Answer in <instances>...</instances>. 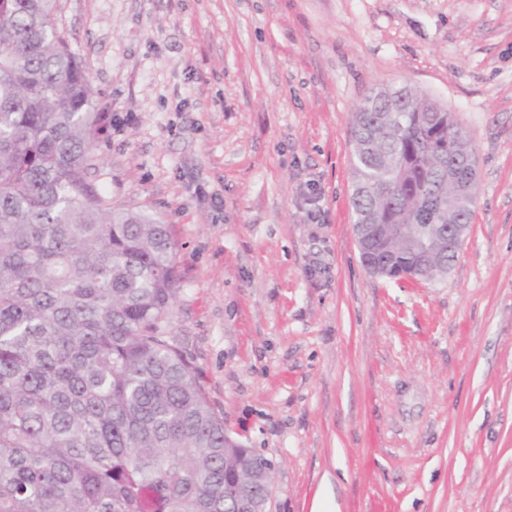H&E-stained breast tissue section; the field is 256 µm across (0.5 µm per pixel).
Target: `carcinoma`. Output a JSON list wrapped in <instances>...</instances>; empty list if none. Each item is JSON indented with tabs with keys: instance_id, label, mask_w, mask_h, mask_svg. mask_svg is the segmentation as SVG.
<instances>
[{
	"instance_id": "obj_1",
	"label": "carcinoma",
	"mask_w": 512,
	"mask_h": 512,
	"mask_svg": "<svg viewBox=\"0 0 512 512\" xmlns=\"http://www.w3.org/2000/svg\"><path fill=\"white\" fill-rule=\"evenodd\" d=\"M58 0H0V512H224V489L263 490L267 459L238 447L166 335L180 290L156 218L87 183L107 117L55 21ZM353 113L355 223L388 276L433 281L435 239L473 219L477 184L448 217L449 150L475 154L442 104L408 82ZM436 250L420 260L396 225Z\"/></svg>"
}]
</instances>
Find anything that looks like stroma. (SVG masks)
Returning <instances> with one entry per match:
<instances>
[{
  "label": "stroma",
  "mask_w": 512,
  "mask_h": 512,
  "mask_svg": "<svg viewBox=\"0 0 512 512\" xmlns=\"http://www.w3.org/2000/svg\"><path fill=\"white\" fill-rule=\"evenodd\" d=\"M109 117L87 181L167 224L165 323L271 512H512V0H60ZM408 81L475 147L443 279L353 233L352 114Z\"/></svg>",
  "instance_id": "1"
}]
</instances>
